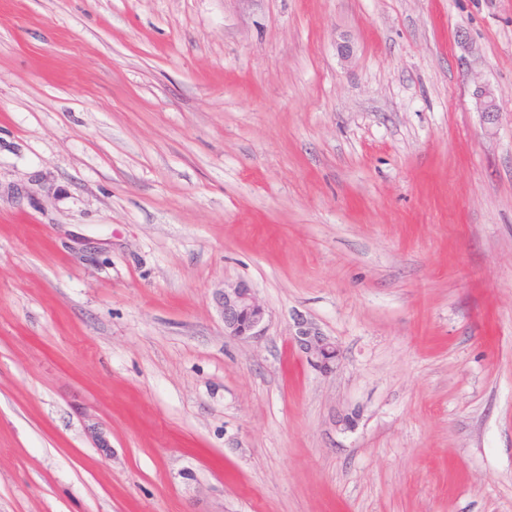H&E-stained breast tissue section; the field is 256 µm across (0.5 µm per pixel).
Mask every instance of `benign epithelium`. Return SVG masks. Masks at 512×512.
<instances>
[{
	"label": "benign epithelium",
	"mask_w": 512,
	"mask_h": 512,
	"mask_svg": "<svg viewBox=\"0 0 512 512\" xmlns=\"http://www.w3.org/2000/svg\"><path fill=\"white\" fill-rule=\"evenodd\" d=\"M477 96L480 111H499L495 93L491 89L481 88ZM217 301L224 321V335L244 341L261 336L266 309L251 285L243 281L226 284L218 293ZM293 340L317 371L329 374L335 370L338 349L328 337L301 321L297 323Z\"/></svg>",
	"instance_id": "1"
}]
</instances>
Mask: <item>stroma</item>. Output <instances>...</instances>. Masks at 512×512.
<instances>
[{"label":"stroma","mask_w":512,"mask_h":512,"mask_svg":"<svg viewBox=\"0 0 512 512\" xmlns=\"http://www.w3.org/2000/svg\"><path fill=\"white\" fill-rule=\"evenodd\" d=\"M0 512H512V0H0ZM217 301L226 336L250 341L262 335L267 313L251 285L243 281L224 284ZM293 340L317 371L329 374L335 370L338 349L327 336L301 321L297 323V332Z\"/></svg>","instance_id":"stroma-1"}]
</instances>
